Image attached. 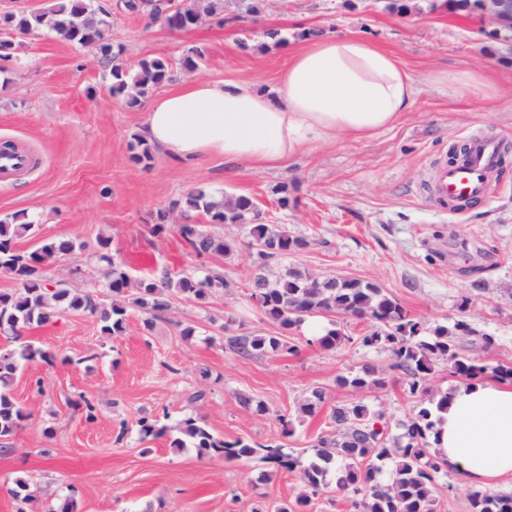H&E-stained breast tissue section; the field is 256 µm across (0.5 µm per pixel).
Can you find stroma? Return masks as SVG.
<instances>
[{"instance_id":"stroma-1","label":"stroma","mask_w":512,"mask_h":512,"mask_svg":"<svg viewBox=\"0 0 512 512\" xmlns=\"http://www.w3.org/2000/svg\"><path fill=\"white\" fill-rule=\"evenodd\" d=\"M118 0H102L112 12L110 39L128 68L145 57H164L173 77L140 106L113 96L110 70L92 48H77L45 31L23 39L17 62L0 82V140L11 139L40 159L31 174L0 182V219L24 212L42 237L71 239L84 248L51 266L72 286L94 290L103 275L90 256L107 237L132 275L162 267L192 271L223 267L234 288L203 302L179 300L171 320L145 327L130 311L123 335H101L89 314L67 311L29 337L55 354L53 364L32 362L17 376L13 397L28 415L0 453V512H17L11 490L28 476L43 502L74 495L77 512H257L266 503L295 506L305 490L299 473L268 471L253 458H201L172 448L168 434L142 438V417L165 416L175 427L188 415L202 419L224 439L267 443L284 439L303 450L327 432L331 406L360 401L383 414L390 434L411 419L401 372L390 370L384 389L358 393L338 377L373 365L388 368L389 353L356 344L371 328L366 320L340 317L348 342L326 351L308 344L306 328L280 332L250 298L255 256L244 228L227 256L200 260L171 232L147 231L159 210L194 188L253 198L265 223L306 240L288 264L318 276L376 283L421 322L424 330L468 317L494 344L472 347L486 365H512V47L496 39L479 15L435 8L434 0H409L411 13L388 8L390 0H262L257 16L244 0H230L229 20H203L173 32L142 16L118 12ZM352 35L396 55L418 82L419 92L395 125L378 135L344 138L306 150L265 170L208 159L181 163L154 153L132 158L146 113L156 98L192 82L242 79L273 86L305 31ZM206 52L198 68L181 66L191 48ZM474 72L494 84L495 99L464 89L443 93L435 73ZM478 137L501 146L502 167L489 198L459 214H440L427 193L438 161L450 145ZM287 206H280V199ZM471 299L461 313L462 299ZM195 327L183 338L175 321ZM286 334L296 353L245 359L225 347L227 332ZM210 381H202L201 371ZM207 385L201 404L188 394ZM317 387L326 407L299 417L297 404ZM95 406L94 420L73 407L77 396ZM262 401L264 411L242 408L239 396ZM293 434L282 437V419Z\"/></svg>"}]
</instances>
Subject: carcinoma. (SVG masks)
Returning <instances> with one entry per match:
<instances>
[{
    "mask_svg": "<svg viewBox=\"0 0 512 512\" xmlns=\"http://www.w3.org/2000/svg\"><path fill=\"white\" fill-rule=\"evenodd\" d=\"M120 8L130 14L146 16L162 22L171 31H188L203 18L224 23V0H121ZM112 13L95 5V0H55V3L32 11L0 15V73L7 72L19 46L18 38L37 31H47L78 47H96L111 62L110 92L136 107L151 90L171 80L170 62L162 57L143 58L136 72L121 60V51L113 50L108 33ZM182 213L198 212L207 224H170L166 211H159L148 233L159 237L176 231L190 254L208 258L228 255L235 248V239L220 232L226 224L247 228L249 244L255 247V271L251 278L250 298L268 320L288 330L299 327L314 316H350L372 322V330L358 337L367 348L388 351L391 368L406 376L409 393L427 403L414 418L402 425L403 432L387 438L383 429H375V416L361 402H347L331 408L329 420L333 431L322 434L312 445L313 455L304 463L301 457L285 451L284 445L246 443L240 439L226 441L212 433L194 416H186L175 428L171 440L174 448H193L200 458L218 457L243 460L254 456L276 471L300 470L310 493L298 497L296 505L306 508L311 496L334 480L344 492L353 512H436L435 489L447 468L429 451V438L442 421L448 393H434L426 387L433 366L443 361L465 381L487 373V367L467 354L465 342L479 337L482 345L492 344L490 336H478V330L466 320L453 327L437 326L428 334L395 299L377 284L349 279L336 286L330 277L314 275L298 267L273 268L278 262L306 245L278 224L259 221L260 210L250 197L217 194L206 187L192 190L184 202L174 203ZM40 225L26 216L14 215L0 219V269L8 272L16 288L0 292V332L9 336L15 346L0 349V443L9 440L22 428L28 414L14 400L12 387L19 371L29 362H51L55 355L44 350L24 332L53 322L66 310L83 311L95 317L103 335L119 336L126 330L128 310L133 308L147 315L145 326L171 314L174 300L205 301L211 295L232 288V282L219 267H202L192 273H171L132 277L125 264L111 251V240H98L93 254L95 263L105 267V288L111 301L106 303L97 294L71 288L66 278L48 276L47 267L67 255L84 249V244L70 240L43 239L38 248L21 252L18 240L34 238ZM353 341L336 328L322 330L317 344L326 350ZM231 351L242 357H262L269 353L297 352V347L282 337L266 334H237L227 338ZM340 385L354 392L383 389L387 386L385 372L372 366L338 378ZM327 400L326 391L316 388L298 406L301 416H314ZM140 434L148 438L168 432L158 420L138 421ZM15 499L26 505L18 512H37L36 489L27 479L15 480ZM469 512H512V494L489 491L474 492Z\"/></svg>",
    "mask_w": 512,
    "mask_h": 512,
    "instance_id": "cac0c4a2",
    "label": "carcinoma"
}]
</instances>
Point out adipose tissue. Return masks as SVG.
<instances>
[{"label":"adipose tissue","instance_id":"obj_1","mask_svg":"<svg viewBox=\"0 0 512 512\" xmlns=\"http://www.w3.org/2000/svg\"><path fill=\"white\" fill-rule=\"evenodd\" d=\"M417 81L365 39L319 37L291 54L266 90L246 80L196 81L150 106L143 130L182 162L221 157L256 169L348 137L375 136L414 102ZM432 452L465 485L512 481V385L480 380L449 391Z\"/></svg>","mask_w":512,"mask_h":512}]
</instances>
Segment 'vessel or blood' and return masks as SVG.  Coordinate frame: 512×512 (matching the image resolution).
Wrapping results in <instances>:
<instances>
[{
  "instance_id": "b4317fda",
  "label": "vessel or blood",
  "mask_w": 512,
  "mask_h": 512,
  "mask_svg": "<svg viewBox=\"0 0 512 512\" xmlns=\"http://www.w3.org/2000/svg\"><path fill=\"white\" fill-rule=\"evenodd\" d=\"M499 167V146L497 142L475 138L470 142L466 158L455 165L438 164L428 193L432 202L440 209L447 210L450 202L465 203L488 195L493 176Z\"/></svg>"
}]
</instances>
